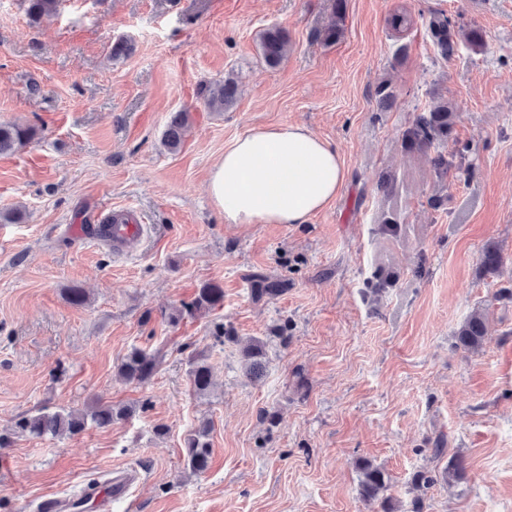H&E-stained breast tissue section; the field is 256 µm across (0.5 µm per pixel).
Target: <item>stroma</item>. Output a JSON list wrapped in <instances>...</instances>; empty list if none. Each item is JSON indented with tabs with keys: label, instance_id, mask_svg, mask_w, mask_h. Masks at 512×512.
I'll return each instance as SVG.
<instances>
[{
	"label": "stroma",
	"instance_id": "1",
	"mask_svg": "<svg viewBox=\"0 0 512 512\" xmlns=\"http://www.w3.org/2000/svg\"><path fill=\"white\" fill-rule=\"evenodd\" d=\"M335 3L61 0L34 24L25 0H0V122L38 131L0 155V212L23 213L0 223V430L44 406L133 410L70 438H15L0 450V512H38L125 466L140 481L112 512H377L357 497L361 458L389 473L400 512L417 495L424 512H512V300L497 296L512 289V0H345L329 42ZM398 10L413 19L401 34L387 24ZM436 12L461 29L448 58L427 29ZM274 25L290 47L272 68L260 36ZM472 27L480 46L462 35ZM120 40L132 51L111 58ZM229 75L236 101L209 111L201 86ZM442 99L447 140L408 141ZM178 111L189 125L173 153L163 134ZM281 124L336 148V199L304 224L227 223L207 192L213 164ZM128 207L145 227L123 252L76 239ZM490 242L494 273L480 263ZM255 273L288 288L256 300ZM206 283L223 303L185 313ZM477 310L487 334L471 353L455 332ZM220 326L270 337L260 381ZM135 348L158 358L142 384L118 375ZM193 355L212 369L208 394L192 388ZM204 421L211 464L193 474L184 437ZM458 458L463 481L417 493L416 471Z\"/></svg>",
	"mask_w": 512,
	"mask_h": 512
}]
</instances>
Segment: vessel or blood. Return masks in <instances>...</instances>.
<instances>
[{
	"instance_id": "vessel-or-blood-1",
	"label": "vessel or blood",
	"mask_w": 512,
	"mask_h": 512,
	"mask_svg": "<svg viewBox=\"0 0 512 512\" xmlns=\"http://www.w3.org/2000/svg\"><path fill=\"white\" fill-rule=\"evenodd\" d=\"M136 480L135 472L118 469L76 495L44 500L40 512H108L112 502L129 497Z\"/></svg>"
}]
</instances>
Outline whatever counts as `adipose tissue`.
Here are the masks:
<instances>
[{
  "instance_id": "1",
  "label": "adipose tissue",
  "mask_w": 512,
  "mask_h": 512,
  "mask_svg": "<svg viewBox=\"0 0 512 512\" xmlns=\"http://www.w3.org/2000/svg\"><path fill=\"white\" fill-rule=\"evenodd\" d=\"M345 181L329 143L301 125L261 126L236 139L210 170L207 191L231 224H303Z\"/></svg>"
}]
</instances>
